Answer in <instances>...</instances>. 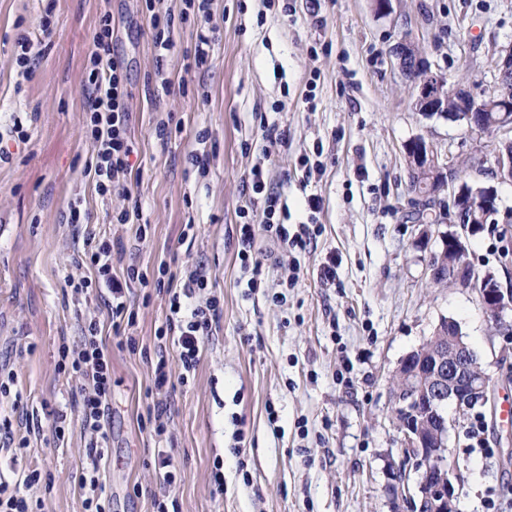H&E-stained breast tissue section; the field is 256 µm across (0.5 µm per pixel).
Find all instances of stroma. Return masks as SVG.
I'll use <instances>...</instances> for the list:
<instances>
[{
	"mask_svg": "<svg viewBox=\"0 0 512 512\" xmlns=\"http://www.w3.org/2000/svg\"><path fill=\"white\" fill-rule=\"evenodd\" d=\"M44 8L43 0H0V131L18 118L30 137L25 150L0 161V366L13 370L27 418L40 429L20 465L40 471L32 494L45 512H84L75 475L85 439L57 368L59 346L80 334L63 282L74 239L62 216L77 193L90 229L122 240L116 274L163 265L179 278L198 267L222 307L196 371L165 395L169 422L158 437L143 422L167 295L131 284L132 350L119 347L98 297L83 303L112 355L104 474L112 512H154L158 448L180 467L179 512H405V498L390 492L401 460L391 377L444 318L459 325L491 389L477 413L446 408L451 459L463 478L457 512H488L491 500L512 512V422L496 412L512 397V310L493 327L478 289L435 284L429 261L447 227L425 232L406 218L405 143L425 138L457 159L461 180L488 185L494 140L474 144L463 124L418 112L414 86L392 55L406 36L452 87L494 88L498 53L512 44V0H391L386 15L375 0L271 8L265 0H213L209 61L190 74L194 21L177 22L176 44L160 58L143 0H55L43 55L27 77L13 46L38 33ZM106 12L131 94L137 172L128 186L142 203V237L137 226L112 221L123 194L100 197L84 174L85 67ZM167 118L176 128L162 142L154 128ZM264 119L287 128V146L268 148ZM199 155L208 160L204 177ZM263 158L289 223L308 224L313 239L293 267L276 264V239L258 238L263 276L250 289L237 256L240 191ZM311 196L323 202L313 215ZM465 244L480 272L512 289V224L475 227ZM331 262L336 278L328 282L321 271ZM288 278L293 286L283 287ZM280 291L285 300L273 303ZM58 413L66 417L61 439L52 429ZM478 413L487 424L483 448L470 436Z\"/></svg>",
	"mask_w": 512,
	"mask_h": 512,
	"instance_id": "stroma-1",
	"label": "stroma"
}]
</instances>
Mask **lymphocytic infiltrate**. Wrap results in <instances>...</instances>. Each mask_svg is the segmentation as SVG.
I'll use <instances>...</instances> for the list:
<instances>
[{"label":"lymphocytic infiltrate","instance_id":"obj_1","mask_svg":"<svg viewBox=\"0 0 512 512\" xmlns=\"http://www.w3.org/2000/svg\"><path fill=\"white\" fill-rule=\"evenodd\" d=\"M109 15H102L100 27L94 36V49L89 58L86 81V134L92 151L86 165L89 176L99 195L124 188L133 165L134 152L129 137L130 97L120 60L112 57L110 48ZM243 189L248 194L247 210L242 211V224L237 232L241 248L238 252L243 267L252 271L248 287L258 285L261 263L253 250L261 234H274L282 254L305 251L310 243L306 225L290 229L283 217L288 209L281 205L278 195L268 186V172L264 164L251 167ZM121 240H109L85 230L83 247L64 273V284L77 294L99 288L108 294L113 330L123 324L134 323L135 314L126 300L130 282H146L145 274L135 267H128L125 277L113 272L115 254L121 253ZM157 288L165 289L168 313L160 336L170 338L178 352L182 371L173 375L166 358H158L154 369V387L163 390L173 378L187 380L200 361L204 336L210 335L219 318V302L206 297L208 280L201 270L185 273L181 287H166L164 279H157ZM100 323L93 318L82 321L78 343L61 345L58 350V369L74 382L72 397L79 408L81 425L88 440L85 455L89 461L77 477L85 494V512H107L105 486L102 481L101 463L108 443L104 417L112 401V356L100 339ZM29 437H16L10 416L0 415V512H42L41 501L31 497V489L40 481L35 470H19L18 464Z\"/></svg>","mask_w":512,"mask_h":512}]
</instances>
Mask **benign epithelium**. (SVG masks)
<instances>
[{
	"instance_id": "7a95c632",
	"label": "benign epithelium",
	"mask_w": 512,
	"mask_h": 512,
	"mask_svg": "<svg viewBox=\"0 0 512 512\" xmlns=\"http://www.w3.org/2000/svg\"><path fill=\"white\" fill-rule=\"evenodd\" d=\"M409 38L403 37L393 48L400 68L412 71L416 86L415 107L425 114L439 110L440 104L432 87L442 83V78L431 73L417 58L409 57ZM497 82L501 100L508 101L507 87L512 83V44L501 49L498 58ZM460 104V111L453 120L465 123L470 136L480 140L489 134L503 135L512 131V119L504 116L492 127H484L478 122L476 113L487 110L486 94H476L464 88L453 90ZM405 157L409 162L435 161L439 159L434 147L425 139L418 137L405 146ZM494 175L499 181H512V155L500 152L494 155ZM473 194L483 200V218L488 223L497 222L499 208L496 189L486 185L473 190ZM439 202L441 222L463 224L467 221L466 193L452 191L448 199L440 197V192L432 193ZM440 253H464L466 245L459 235L441 234ZM458 283L465 288L479 289L482 307L486 314L496 320H502L512 308V291L502 289L490 273H480L475 267L463 266L454 270ZM416 351L409 352L399 363L395 371L402 387L395 391L394 398L398 408L406 414L424 415L425 424L419 427L411 423H402L403 459L393 480L401 485L407 480L408 469L417 473L415 496L409 498L410 512H450L461 490V480L454 465L448 462V424L438 427L429 422V416L440 413L445 400L455 403L465 410L472 403L487 400V376L472 373L474 366L472 351L461 340L459 330L452 329L451 334L439 346L428 352L431 356L427 369L408 370Z\"/></svg>"
}]
</instances>
